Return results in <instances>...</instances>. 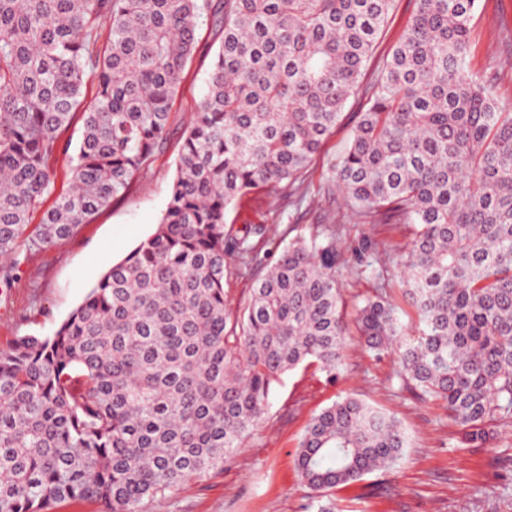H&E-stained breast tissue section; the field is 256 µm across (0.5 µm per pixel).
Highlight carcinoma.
<instances>
[{
    "label": "carcinoma",
    "mask_w": 512,
    "mask_h": 512,
    "mask_svg": "<svg viewBox=\"0 0 512 512\" xmlns=\"http://www.w3.org/2000/svg\"><path fill=\"white\" fill-rule=\"evenodd\" d=\"M415 4L363 86L393 0H0L1 259L73 235L151 169L197 32L220 34L154 233L52 335L0 349V512L65 499L142 512L224 466L283 374L344 371L336 226L289 241L232 308L227 260L249 267L269 228L225 212L260 186L302 199L354 95L363 112L331 171L364 223L413 225L398 266L418 316L410 335L393 302L368 296L360 335L397 355L399 391L446 402L468 447L512 422V112L470 68L476 0ZM60 155L70 189L43 211ZM406 446L395 416L338 397L297 444L307 508L332 512L324 498Z\"/></svg>",
    "instance_id": "cac0c4a2"
}]
</instances>
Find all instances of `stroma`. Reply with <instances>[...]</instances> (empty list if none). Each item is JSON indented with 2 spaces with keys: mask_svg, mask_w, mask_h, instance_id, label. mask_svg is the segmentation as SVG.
Wrapping results in <instances>:
<instances>
[{
  "mask_svg": "<svg viewBox=\"0 0 512 512\" xmlns=\"http://www.w3.org/2000/svg\"><path fill=\"white\" fill-rule=\"evenodd\" d=\"M200 38L203 50L186 67L174 102L170 141L150 172L73 236L20 252L9 287H0V348L28 334H52L102 275L154 232L169 198L181 129L206 86V49L219 43L212 30H201ZM471 39L473 71L494 84L501 106L512 110V0H477ZM359 109L358 100L350 99L308 170L301 205L260 188L229 207L225 221L268 225L270 240L259 252L274 256L314 225L336 222L345 259L338 275L344 299L386 293L410 323L416 316L405 302L396 260L412 237L411 225L362 223L332 179L330 164L346 150L352 114ZM345 362L333 382L312 366L285 374L267 421L223 468L146 502L144 512H306L307 493L295 466L298 440L310 419L343 394L394 414L409 442L395 468L336 489L338 512H512V424L498 427L490 447H465L445 401L425 404L398 391L396 355L371 356L353 335Z\"/></svg>",
  "mask_w": 512,
  "mask_h": 512,
  "instance_id": "obj_1",
  "label": "stroma"
}]
</instances>
